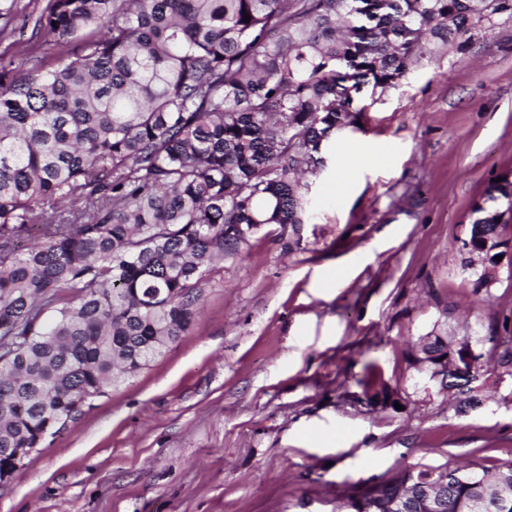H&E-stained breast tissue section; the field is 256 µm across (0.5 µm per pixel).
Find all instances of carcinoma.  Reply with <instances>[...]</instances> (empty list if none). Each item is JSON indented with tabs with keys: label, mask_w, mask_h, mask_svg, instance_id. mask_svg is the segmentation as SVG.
I'll use <instances>...</instances> for the list:
<instances>
[{
	"label": "carcinoma",
	"mask_w": 512,
	"mask_h": 512,
	"mask_svg": "<svg viewBox=\"0 0 512 512\" xmlns=\"http://www.w3.org/2000/svg\"><path fill=\"white\" fill-rule=\"evenodd\" d=\"M501 16L512 0H49L47 39L0 65V481L191 330L202 280L247 242L232 225L297 232L303 178L356 96ZM500 177L458 238L476 292L512 243ZM459 340L433 330L409 352L448 363L458 412L480 404ZM490 340L511 363L512 329ZM430 477L445 512H512V462L407 466L336 512H396Z\"/></svg>",
	"instance_id": "1"
}]
</instances>
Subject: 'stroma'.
Instances as JSON below:
<instances>
[{
    "label": "stroma",
    "instance_id": "stroma-1",
    "mask_svg": "<svg viewBox=\"0 0 512 512\" xmlns=\"http://www.w3.org/2000/svg\"><path fill=\"white\" fill-rule=\"evenodd\" d=\"M47 3L0 0V56ZM359 105L338 140L362 154L343 168L330 146L298 234L263 227L217 263L192 330L0 481V512H336L407 465L512 461V375L492 344L463 414L407 355L431 329L512 318V276L474 292L457 242L512 168V19ZM371 368L390 397L365 391Z\"/></svg>",
    "mask_w": 512,
    "mask_h": 512
}]
</instances>
